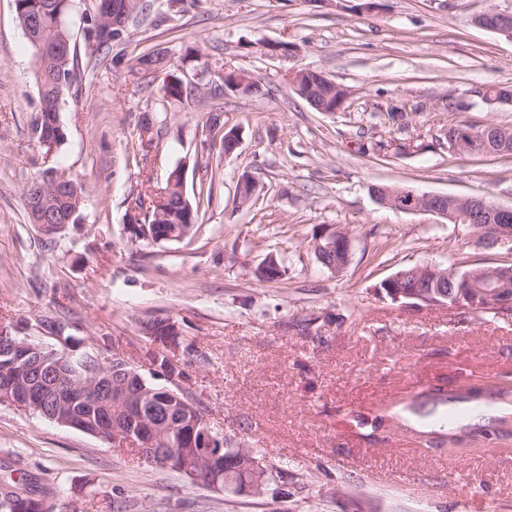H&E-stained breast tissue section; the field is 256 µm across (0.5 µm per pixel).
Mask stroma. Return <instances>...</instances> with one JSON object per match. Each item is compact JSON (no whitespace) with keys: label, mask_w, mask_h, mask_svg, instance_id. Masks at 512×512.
<instances>
[{"label":"stroma","mask_w":512,"mask_h":512,"mask_svg":"<svg viewBox=\"0 0 512 512\" xmlns=\"http://www.w3.org/2000/svg\"><path fill=\"white\" fill-rule=\"evenodd\" d=\"M150 0L110 51L84 37L93 0H72L76 78L60 104L65 137L45 152L32 132L40 110L35 51L0 0V329L50 342L51 302L70 318L80 349L103 338L142 372L144 333L171 318L184 344L168 347L182 388L235 442L255 448L292 481L262 496L220 494L38 415L0 404V480L25 473L73 512H512V454L486 419L484 454L460 466L401 430L378 442L368 417L387 403L440 387L512 377V314L402 307L381 281L415 265L512 264L474 229L427 212L378 205L375 185L482 196L512 206V155L448 147L456 123L512 128V103L478 97L512 89V40L476 25L512 0ZM295 46L287 58L264 45ZM166 51L167 68L135 72L140 55ZM321 72L349 90L318 112L286 75ZM244 70L259 97H162L170 76L219 85ZM154 123L142 153L139 129ZM240 144L225 155L221 139ZM85 182L79 223L47 234L31 224L25 187L46 168ZM182 169L188 199L213 202L181 242L136 238L140 204ZM251 173L262 191L236 206ZM352 233L348 268L334 274L314 237ZM279 280L255 275L267 255Z\"/></svg>","instance_id":"35a3bbf8"}]
</instances>
